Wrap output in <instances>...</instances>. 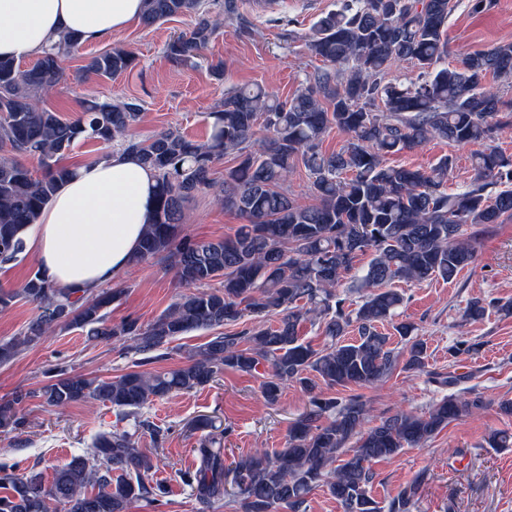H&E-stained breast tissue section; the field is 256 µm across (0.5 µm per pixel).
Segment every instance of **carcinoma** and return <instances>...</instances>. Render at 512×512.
Returning a JSON list of instances; mask_svg holds the SVG:
<instances>
[{
	"instance_id": "obj_1",
	"label": "carcinoma",
	"mask_w": 512,
	"mask_h": 512,
	"mask_svg": "<svg viewBox=\"0 0 512 512\" xmlns=\"http://www.w3.org/2000/svg\"><path fill=\"white\" fill-rule=\"evenodd\" d=\"M202 0H145L143 24H162L196 15L192 30L167 44L179 63L206 47L217 22L201 10ZM450 0H340L322 16L308 37L310 52L324 67L307 75L293 96L280 99L259 85L240 87L208 113L205 140L172 128L139 139L131 130L140 118L137 104L87 99L72 119L39 104L64 83L63 63L81 42L64 35L32 67L0 58V264L24 251L20 231L38 218L59 183L73 174L62 163L81 139L118 143L158 176L154 221L139 250L140 263L165 254L188 292L151 325L135 320L107 322L104 309L119 291L77 296L31 274L17 289L0 290V310L15 300L34 304L38 315L24 332L0 340V364L40 342L57 327H77L93 341H131L142 355L153 354L173 338L194 330L217 335L191 351L180 367L163 373L130 371L101 380L59 369L39 391H19L0 402V429L25 425L23 404L38 397L48 409L97 400L133 421L134 431H101L83 456L56 469L51 480L40 472L17 475L0 467V512H130L138 499H157L148 482L156 468L134 436L148 432L156 444L166 435L141 415L150 401L191 391L212 382L226 368L251 374L269 368L262 384L266 401H278L282 385L299 384L309 399L290 425L284 447L240 458L224 468L221 452L228 429H211L196 449L200 466L184 475L201 509L226 495L230 483L242 512H276L286 505L299 512L318 486L327 487L343 512H414L426 473L418 474L384 505L370 491L372 462L391 459L405 448L424 446L448 424L482 410L484 397L472 388L444 395L422 415L396 412L368 425L371 407L361 395L327 397V387H369L392 372L389 325L403 343L404 368L424 372L441 388L468 379L464 374L427 370V343L414 324L398 320L405 293L393 284L440 278L452 281L476 259L468 226L512 219V157L493 147L474 153V177L462 192L446 188L453 165L445 156L429 169L385 164V157L416 150L433 141L450 146L483 144L512 124L489 78L512 75V42L446 63L444 35ZM135 57L114 49L91 57L78 75L112 79L133 68ZM408 61L419 70L404 84L388 78L392 67ZM348 138L327 154L322 143L332 128ZM232 154L237 164L215 180L216 159ZM37 160L39 172L18 156ZM310 179L316 204L302 206L283 186L295 163ZM501 189L491 194L488 186ZM212 191L224 207L246 223L218 240L179 236L185 200ZM366 268H356L366 253ZM362 294L355 307L337 293L345 278ZM217 281L220 287H205ZM493 304L472 299L465 318L479 322ZM275 314L273 325L261 319ZM245 316L251 326L224 333ZM311 319L325 338L321 349L301 341L299 327ZM358 338L347 342L349 330Z\"/></svg>"
}]
</instances>
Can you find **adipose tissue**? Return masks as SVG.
I'll return each instance as SVG.
<instances>
[{
  "label": "adipose tissue",
  "instance_id": "adipose-tissue-1",
  "mask_svg": "<svg viewBox=\"0 0 512 512\" xmlns=\"http://www.w3.org/2000/svg\"><path fill=\"white\" fill-rule=\"evenodd\" d=\"M144 0H0V56L42 55L64 33L104 42L140 20ZM157 176L122 149L80 164L21 231L43 277L64 290L97 291L126 270L154 214Z\"/></svg>",
  "mask_w": 512,
  "mask_h": 512
}]
</instances>
